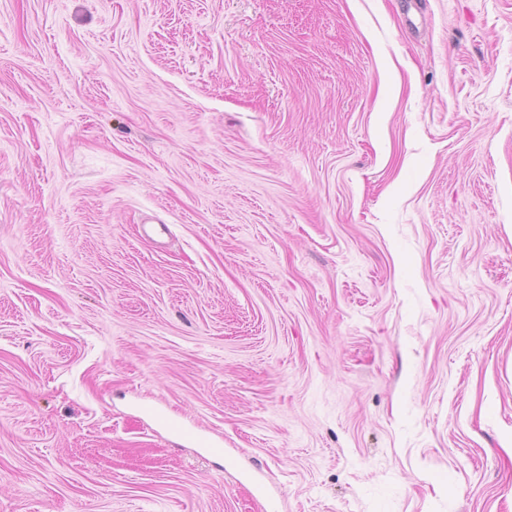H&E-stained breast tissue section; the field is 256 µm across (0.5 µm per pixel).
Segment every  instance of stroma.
I'll list each match as a JSON object with an SVG mask.
<instances>
[{
    "label": "stroma",
    "mask_w": 512,
    "mask_h": 512,
    "mask_svg": "<svg viewBox=\"0 0 512 512\" xmlns=\"http://www.w3.org/2000/svg\"><path fill=\"white\" fill-rule=\"evenodd\" d=\"M0 512H512V0H0Z\"/></svg>",
    "instance_id": "35a3bbf8"
}]
</instances>
